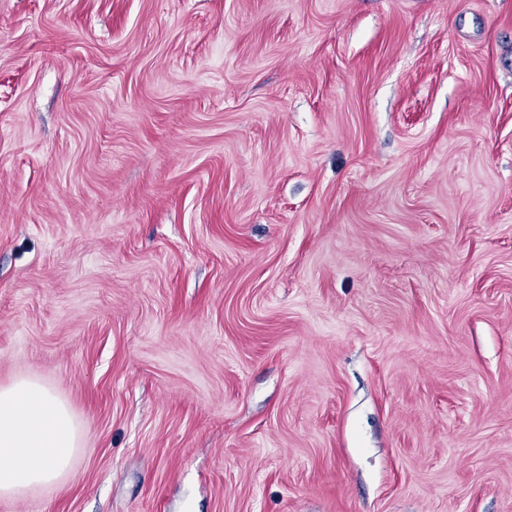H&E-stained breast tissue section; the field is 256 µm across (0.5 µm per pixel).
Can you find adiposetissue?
Segmentation results:
<instances>
[{"instance_id": "obj_1", "label": "adipose tissue", "mask_w": 512, "mask_h": 512, "mask_svg": "<svg viewBox=\"0 0 512 512\" xmlns=\"http://www.w3.org/2000/svg\"><path fill=\"white\" fill-rule=\"evenodd\" d=\"M80 447V424L55 391L28 376L0 385V498L63 486Z\"/></svg>"}]
</instances>
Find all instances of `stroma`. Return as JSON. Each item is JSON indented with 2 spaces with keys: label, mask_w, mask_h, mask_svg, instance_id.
Returning <instances> with one entry per match:
<instances>
[{
  "label": "stroma",
  "mask_w": 512,
  "mask_h": 512,
  "mask_svg": "<svg viewBox=\"0 0 512 512\" xmlns=\"http://www.w3.org/2000/svg\"><path fill=\"white\" fill-rule=\"evenodd\" d=\"M18 376L0 512H512V0H0ZM80 448V424L55 391L28 376L0 385V498L63 486Z\"/></svg>",
  "instance_id": "1"
}]
</instances>
